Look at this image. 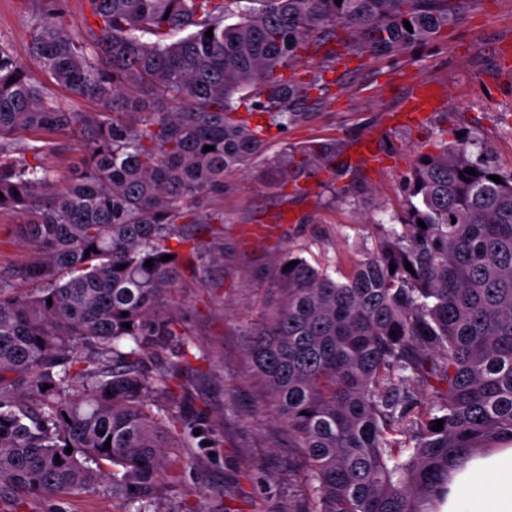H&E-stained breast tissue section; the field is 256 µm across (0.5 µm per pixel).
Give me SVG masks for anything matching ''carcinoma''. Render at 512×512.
I'll return each instance as SVG.
<instances>
[{
  "instance_id": "obj_1",
  "label": "carcinoma",
  "mask_w": 512,
  "mask_h": 512,
  "mask_svg": "<svg viewBox=\"0 0 512 512\" xmlns=\"http://www.w3.org/2000/svg\"><path fill=\"white\" fill-rule=\"evenodd\" d=\"M36 2L33 59L103 111L59 103L0 40V215H26L44 255L25 271L35 291L0 280V512L25 496L66 512L103 484L124 512H157L178 473L167 449L220 446L186 406L180 374L199 357L167 302L183 269L224 257V215L194 200L336 99L327 74L434 42L465 0H82L77 36L66 0ZM55 131L89 159L48 195L39 135ZM447 135L401 177L402 213L371 254L338 278L288 251L247 331L305 458L302 512H435L449 464L512 444V172ZM335 157L334 139L290 145L269 173L281 188ZM413 379L430 382L421 408Z\"/></svg>"
}]
</instances>
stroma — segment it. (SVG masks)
<instances>
[{
	"label": "stroma",
	"mask_w": 512,
	"mask_h": 512,
	"mask_svg": "<svg viewBox=\"0 0 512 512\" xmlns=\"http://www.w3.org/2000/svg\"><path fill=\"white\" fill-rule=\"evenodd\" d=\"M35 0H0V40L25 63L31 82L47 83L32 62L28 27ZM336 99L310 124L271 131L264 160L288 144L333 138L340 148L335 174L318 173L278 188L248 175H231L220 195L200 198L201 211L224 214V259L203 275L183 272L169 301L183 315L205 359L185 370L187 404L202 411L223 440L220 448H183L177 482L158 499L163 512H292L311 496L304 459L288 448L286 428L247 359L246 331L280 257L294 247L328 272L350 270L372 252L382 223L401 212L399 179L414 155L427 151L439 130L471 133L477 150L512 171V0H469L463 22L436 42L397 56L356 59ZM443 88L446 111L422 123L399 119L412 87ZM45 159L53 181L79 170L86 146L68 133L50 134ZM383 157L384 169L365 163L363 144ZM274 224L276 236H254ZM39 254L19 216L0 217V278L32 290L23 270Z\"/></svg>",
	"instance_id": "stroma-1"
}]
</instances>
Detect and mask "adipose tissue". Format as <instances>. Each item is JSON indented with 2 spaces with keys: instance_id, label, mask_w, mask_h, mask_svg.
Listing matches in <instances>:
<instances>
[{
  "instance_id": "ef3b65f1",
  "label": "adipose tissue",
  "mask_w": 512,
  "mask_h": 512,
  "mask_svg": "<svg viewBox=\"0 0 512 512\" xmlns=\"http://www.w3.org/2000/svg\"><path fill=\"white\" fill-rule=\"evenodd\" d=\"M448 472V496L439 512H512V445L470 453Z\"/></svg>"
}]
</instances>
